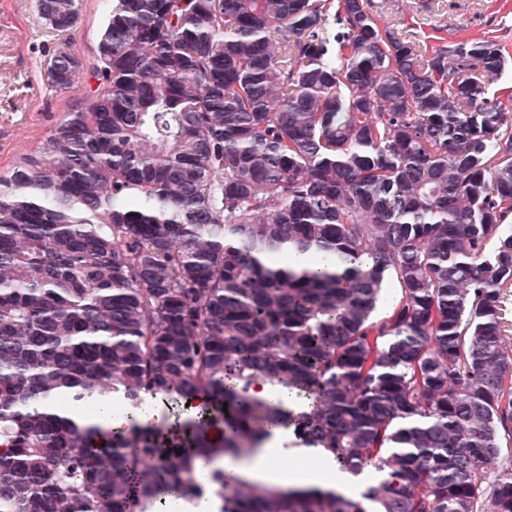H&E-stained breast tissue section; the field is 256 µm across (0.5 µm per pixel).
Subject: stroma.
<instances>
[{
    "instance_id": "stroma-1",
    "label": "stroma",
    "mask_w": 512,
    "mask_h": 512,
    "mask_svg": "<svg viewBox=\"0 0 512 512\" xmlns=\"http://www.w3.org/2000/svg\"><path fill=\"white\" fill-rule=\"evenodd\" d=\"M383 23L420 36L447 27L448 41L494 39L512 53V0H372ZM110 0H82L76 25L48 28L36 0H0V171L68 112L72 94L48 84L62 49L90 67Z\"/></svg>"
}]
</instances>
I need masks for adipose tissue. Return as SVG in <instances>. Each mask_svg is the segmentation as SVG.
I'll use <instances>...</instances> for the list:
<instances>
[{
  "instance_id": "adipose-tissue-1",
  "label": "adipose tissue",
  "mask_w": 512,
  "mask_h": 512,
  "mask_svg": "<svg viewBox=\"0 0 512 512\" xmlns=\"http://www.w3.org/2000/svg\"><path fill=\"white\" fill-rule=\"evenodd\" d=\"M289 430L279 426L272 428L271 435L255 457L247 462H236L230 457L219 458L217 464L226 474L252 483L282 488L319 487L348 492L356 482L355 476L340 471L335 458L317 448H301L297 454L303 467L293 470L283 467L281 460L286 453Z\"/></svg>"
}]
</instances>
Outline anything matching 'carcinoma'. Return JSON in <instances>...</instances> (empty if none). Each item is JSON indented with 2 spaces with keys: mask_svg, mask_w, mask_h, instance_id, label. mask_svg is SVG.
Instances as JSON below:
<instances>
[{
  "mask_svg": "<svg viewBox=\"0 0 512 512\" xmlns=\"http://www.w3.org/2000/svg\"><path fill=\"white\" fill-rule=\"evenodd\" d=\"M37 10L68 30L79 0ZM506 62L370 0H112L0 172V512H512V96L471 76ZM156 396L207 398L223 438L74 420ZM278 425L365 490L197 482Z\"/></svg>",
  "mask_w": 512,
  "mask_h": 512,
  "instance_id": "carcinoma-1",
  "label": "carcinoma"
}]
</instances>
